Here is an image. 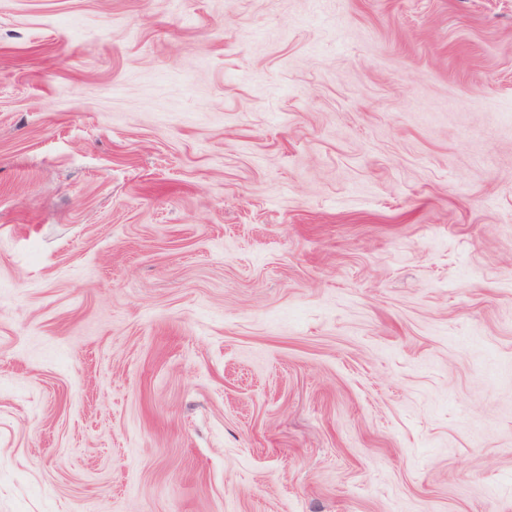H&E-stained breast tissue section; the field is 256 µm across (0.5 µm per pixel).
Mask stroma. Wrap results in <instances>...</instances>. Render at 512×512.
Here are the masks:
<instances>
[{
	"mask_svg": "<svg viewBox=\"0 0 512 512\" xmlns=\"http://www.w3.org/2000/svg\"><path fill=\"white\" fill-rule=\"evenodd\" d=\"M0 512H512V0H0Z\"/></svg>",
	"mask_w": 512,
	"mask_h": 512,
	"instance_id": "stroma-1",
	"label": "stroma"
}]
</instances>
